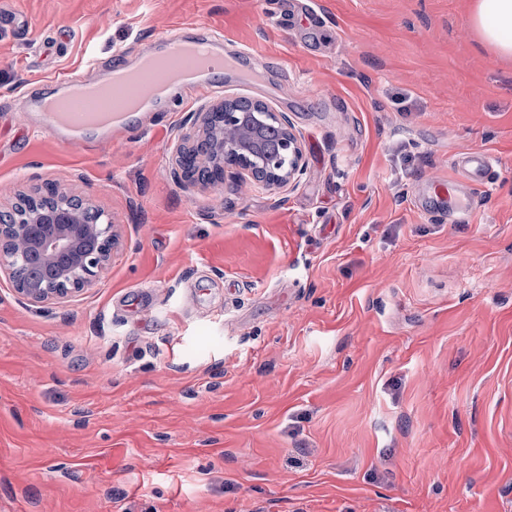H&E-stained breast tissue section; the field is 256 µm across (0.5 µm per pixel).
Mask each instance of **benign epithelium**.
<instances>
[{
    "label": "benign epithelium",
    "mask_w": 512,
    "mask_h": 512,
    "mask_svg": "<svg viewBox=\"0 0 512 512\" xmlns=\"http://www.w3.org/2000/svg\"><path fill=\"white\" fill-rule=\"evenodd\" d=\"M273 116L284 132L275 151L267 144V125ZM201 141L208 143L209 150L200 164L220 179L229 169L224 163L227 155L238 158L235 169L259 177L271 188L303 171V154L288 121L267 111L265 104L253 112H239L230 101L220 103L205 113L193 143ZM69 200L70 196L59 193L53 206L34 202L23 224L0 214V271L9 275L17 294L29 303L64 299L91 288L112 263L118 241L115 225L90 204L83 201L77 207ZM25 252L51 272V282L18 275Z\"/></svg>",
    "instance_id": "1"
}]
</instances>
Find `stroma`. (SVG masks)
I'll return each mask as SVG.
<instances>
[{
    "mask_svg": "<svg viewBox=\"0 0 512 512\" xmlns=\"http://www.w3.org/2000/svg\"><path fill=\"white\" fill-rule=\"evenodd\" d=\"M474 0H0V211L51 187L120 234L78 296L0 272V512H512V58ZM194 23L276 67L138 131L26 110ZM282 113L270 189L179 177L220 99ZM491 153L486 189L457 157ZM457 179L470 212L438 200Z\"/></svg>",
    "mask_w": 512,
    "mask_h": 512,
    "instance_id": "stroma-1",
    "label": "stroma"
}]
</instances>
